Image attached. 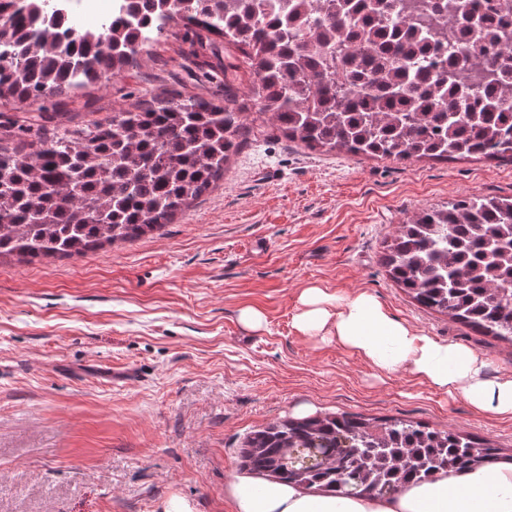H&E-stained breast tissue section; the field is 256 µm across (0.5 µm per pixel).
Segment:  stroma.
<instances>
[{
  "label": "stroma",
  "mask_w": 512,
  "mask_h": 512,
  "mask_svg": "<svg viewBox=\"0 0 512 512\" xmlns=\"http://www.w3.org/2000/svg\"><path fill=\"white\" fill-rule=\"evenodd\" d=\"M169 39L63 99L75 123L111 119L142 89L206 98ZM512 195V161L403 162L315 152L256 122L223 186L159 236L71 258L0 263V512H234L247 437L346 413L451 426L512 458V418L474 410L405 370L379 373L301 335L311 285L373 294L395 317L512 376V343L427 310L382 263L397 224L466 196ZM250 307L261 329L238 320Z\"/></svg>",
  "instance_id": "1"
}]
</instances>
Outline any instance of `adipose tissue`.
<instances>
[{"label": "adipose tissue", "mask_w": 512, "mask_h": 512, "mask_svg": "<svg viewBox=\"0 0 512 512\" xmlns=\"http://www.w3.org/2000/svg\"><path fill=\"white\" fill-rule=\"evenodd\" d=\"M299 302L294 326L302 335L336 340L379 371L408 369L477 410L512 418V376L488 377L478 353L394 318L372 294L341 296L310 287ZM230 492L236 512H512V462L443 474L393 497L307 494L290 484L249 481L233 484Z\"/></svg>", "instance_id": "1"}]
</instances>
